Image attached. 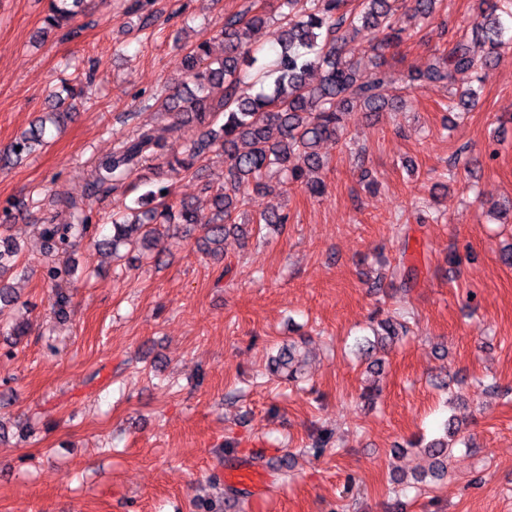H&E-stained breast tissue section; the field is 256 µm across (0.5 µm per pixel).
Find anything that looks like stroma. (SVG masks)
Segmentation results:
<instances>
[{"label": "stroma", "mask_w": 512, "mask_h": 512, "mask_svg": "<svg viewBox=\"0 0 512 512\" xmlns=\"http://www.w3.org/2000/svg\"><path fill=\"white\" fill-rule=\"evenodd\" d=\"M48 0H0V153L46 110L61 80L93 72L64 132L0 169L1 229L28 267L24 318L10 344L0 325V512H512V49L488 70L468 112L449 93L409 90L403 109L356 104L322 141L325 184L250 194L237 213L247 237L205 254L198 232L161 235L151 259L124 264L96 246L111 236L124 191L91 201L93 235L66 255L69 317L54 315L43 224H63L57 187L85 193L84 173L135 126H164L157 94L192 45L224 46L225 17L277 14V0H86L73 36L37 39ZM387 54L394 79L425 68L470 29L479 0H439ZM224 175L210 154L186 172L156 160L137 183H171L174 200L213 210ZM288 215L257 228L259 211ZM410 288H398L403 272ZM385 287H377V279ZM405 317L409 332L368 372L356 356L370 319ZM309 354L300 381L272 375L282 345ZM453 378L455 401L437 381ZM467 441L432 485H395L427 470L410 442L447 420ZM328 445L314 452L313 442ZM249 465L261 491L228 493L226 471Z\"/></svg>", "instance_id": "1"}]
</instances>
